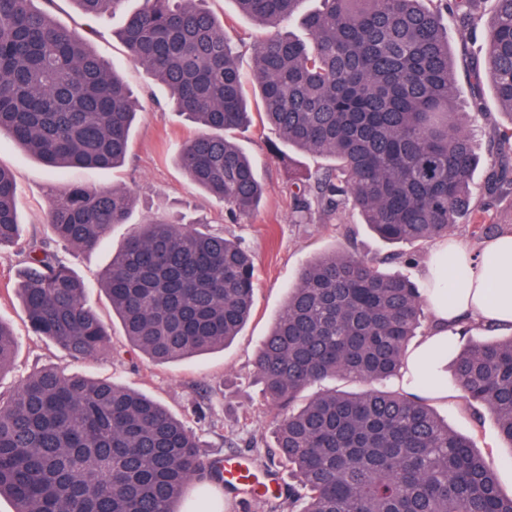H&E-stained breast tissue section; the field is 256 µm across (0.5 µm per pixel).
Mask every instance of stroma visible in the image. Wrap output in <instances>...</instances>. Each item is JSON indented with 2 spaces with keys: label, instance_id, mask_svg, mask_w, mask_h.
<instances>
[{
  "label": "stroma",
  "instance_id": "stroma-1",
  "mask_svg": "<svg viewBox=\"0 0 512 512\" xmlns=\"http://www.w3.org/2000/svg\"><path fill=\"white\" fill-rule=\"evenodd\" d=\"M205 6L223 20L236 47L240 72L244 79H251L259 30L239 16L233 0H206ZM493 7L492 0H486L482 17L472 31L461 28L454 17L444 20L456 67L459 98H466L469 93L465 74L471 58L485 53L483 31ZM50 11L57 23L77 32L94 26L90 45L96 54L115 65L117 73L133 90L138 120L126 163L114 171L52 170L18 148L11 139H0V164L12 171L17 183L23 237L45 233L48 197L63 193L71 185L125 188L136 197V207L128 223L112 226L95 250L63 249V256L78 275L96 282L113 252L135 225L150 219H177L190 226L201 225L206 231H220L239 238L249 248L255 258L257 277L254 312L230 345L175 363L157 364L131 352L109 301L95 293L91 301L110 327V350L94 359L77 361L30 332L14 294L22 263L21 249L15 245L4 246L0 248V321L13 330L17 353L12 367L0 373V394L9 395L27 376L45 367L116 381L154 398L183 419L212 456H248L259 468L280 474L284 485L294 484L288 467L270 459L267 453L274 441L273 425L278 411L265 402L256 372L255 359L261 341L282 310L301 268L310 260L351 248L361 254L382 257L394 252V245L377 237L352 210L337 218L295 223L294 202L281 157L290 155L298 167L312 173L325 167L326 161L308 152H289L278 133L257 116L247 129L237 132L236 139L255 163L265 193L257 212L231 220L223 203L194 186L172 159L170 145L190 134L192 128L168 107L165 90L133 59L119 38L122 15L106 14L91 24L73 0H56ZM482 92L486 113L476 117L469 126L481 159L474 174L478 185L482 184L485 169L493 160L488 150V132L501 118L490 85H483ZM430 404L449 429L473 442L496 472L502 490L511 493L512 449L500 439L493 416L486 412L481 419H474L462 392L452 384L448 385L445 397L431 399Z\"/></svg>",
  "mask_w": 512,
  "mask_h": 512
}]
</instances>
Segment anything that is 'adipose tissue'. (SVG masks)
Masks as SVG:
<instances>
[{
    "instance_id": "ef3b65f1",
    "label": "adipose tissue",
    "mask_w": 512,
    "mask_h": 512,
    "mask_svg": "<svg viewBox=\"0 0 512 512\" xmlns=\"http://www.w3.org/2000/svg\"><path fill=\"white\" fill-rule=\"evenodd\" d=\"M484 253V258H475L448 238L435 243L423 271V295L432 324L410 348L397 377L405 392L444 397L448 349L458 339L460 322L473 318L484 324L512 325V234L488 240ZM490 256L495 258V266L487 265ZM452 258L457 268L449 267Z\"/></svg>"
}]
</instances>
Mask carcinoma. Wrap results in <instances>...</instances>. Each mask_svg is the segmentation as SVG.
I'll use <instances>...</instances> for the list:
<instances>
[{
	"mask_svg": "<svg viewBox=\"0 0 512 512\" xmlns=\"http://www.w3.org/2000/svg\"><path fill=\"white\" fill-rule=\"evenodd\" d=\"M88 18L125 0H72ZM204 0H145L120 37L165 85L197 131L179 141L176 165L233 219L260 206L264 189L234 141L250 123L242 74L224 23ZM236 0L263 35L254 46V89L267 121L294 151L330 160L311 175L288 171L296 221L352 208L390 244L423 246L448 236L462 215L486 223L491 202L512 195V0H495L483 59L509 126H493L498 161L473 199L480 160L470 113L457 102L454 59L443 25L452 12L471 29L481 0ZM300 20L305 36L287 25ZM132 94L72 29L32 0H0V136L52 169L123 164L136 120ZM135 197L124 189L74 185L46 205L48 234L21 250L15 295L28 326L74 359L109 350V328L90 303L103 290L131 347L158 363L222 348L247 322L256 288L251 253L235 239L175 222L139 224L92 284L60 255L92 251L126 224ZM17 186L0 166V246L20 237ZM334 251L311 260L288 290L258 350L267 403L281 411L271 457L288 462L296 485L264 495L293 512H512L495 472L471 441L448 428L419 396L385 390L399 375L424 314L409 264ZM15 356L0 321V373ZM453 379L475 412L488 410L512 449V333L448 352ZM328 378L363 385L323 390ZM165 407L116 382L59 368L29 375L0 395V498L14 512H181L189 487L224 485V459Z\"/></svg>",
	"mask_w": 512,
	"mask_h": 512,
	"instance_id": "obj_1",
	"label": "carcinoma"
}]
</instances>
